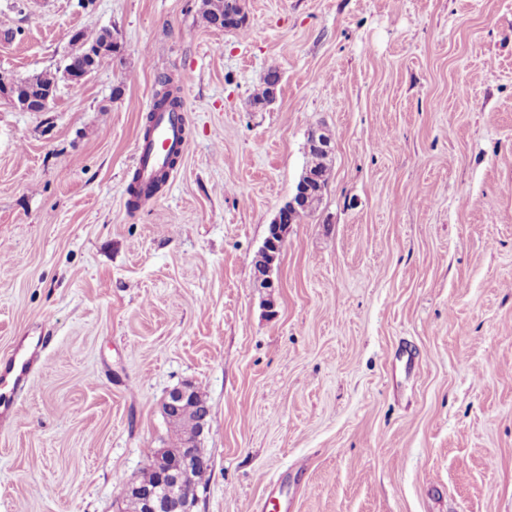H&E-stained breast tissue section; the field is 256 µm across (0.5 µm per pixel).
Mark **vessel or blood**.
<instances>
[{
    "label": "vessel or blood",
    "instance_id": "vessel-or-blood-1",
    "mask_svg": "<svg viewBox=\"0 0 512 512\" xmlns=\"http://www.w3.org/2000/svg\"><path fill=\"white\" fill-rule=\"evenodd\" d=\"M185 112L156 111L151 130L135 147L134 166L142 192H150L164 177L169 176V161L183 154L187 147ZM36 357L34 353L21 352L11 367L0 372V382L13 388H23L29 381Z\"/></svg>",
    "mask_w": 512,
    "mask_h": 512
}]
</instances>
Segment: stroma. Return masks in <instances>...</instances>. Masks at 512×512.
<instances>
[{
	"label": "stroma",
	"mask_w": 512,
	"mask_h": 512,
	"mask_svg": "<svg viewBox=\"0 0 512 512\" xmlns=\"http://www.w3.org/2000/svg\"><path fill=\"white\" fill-rule=\"evenodd\" d=\"M200 3L0 0L2 76L122 44L44 111L0 98V366L43 358L0 386V512H116L184 382L193 512L276 482L289 512H512V0H243V34ZM163 75L187 151L133 209ZM313 131L331 178L269 309L254 259ZM23 350L17 361H14L13 365L5 369L0 376L1 384L10 383L16 390L23 388L28 383L30 373L36 360L34 351L29 353ZM189 383H183L168 391L161 403V411L168 414L172 411L180 412L189 401Z\"/></svg>",
	"instance_id": "35a3bbf8"
}]
</instances>
